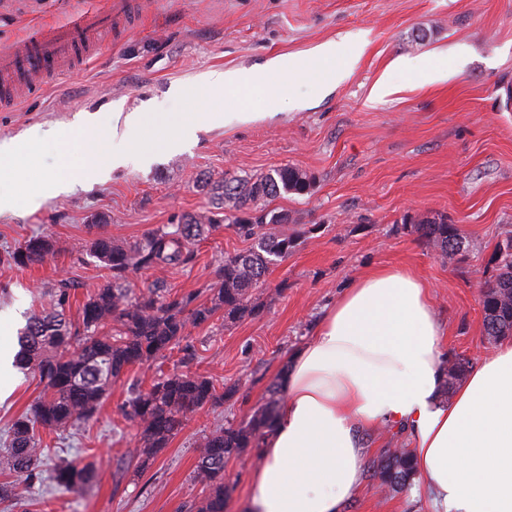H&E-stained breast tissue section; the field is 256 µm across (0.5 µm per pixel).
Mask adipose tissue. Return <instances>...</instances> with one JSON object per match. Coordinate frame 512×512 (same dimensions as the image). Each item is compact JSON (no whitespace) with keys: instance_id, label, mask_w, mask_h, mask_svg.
<instances>
[{"instance_id":"1","label":"adipose tissue","mask_w":512,"mask_h":512,"mask_svg":"<svg viewBox=\"0 0 512 512\" xmlns=\"http://www.w3.org/2000/svg\"><path fill=\"white\" fill-rule=\"evenodd\" d=\"M272 71L307 74L311 65L283 55L267 68L209 72L203 83L257 94L272 109L284 95L268 83ZM258 118L207 101L174 121L113 111L108 148L87 154L80 178L104 180L145 164L157 148H189L201 130ZM442 336L428 287L410 272L380 267L345 288L290 358L284 401L252 476L255 512H341L361 484V434L385 424L409 435L442 512H512V344L484 359L441 404Z\"/></svg>"}]
</instances>
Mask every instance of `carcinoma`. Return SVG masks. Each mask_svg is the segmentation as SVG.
<instances>
[{"instance_id":"carcinoma-1","label":"carcinoma","mask_w":512,"mask_h":512,"mask_svg":"<svg viewBox=\"0 0 512 512\" xmlns=\"http://www.w3.org/2000/svg\"><path fill=\"white\" fill-rule=\"evenodd\" d=\"M313 186L312 175L290 165L258 175L226 173L211 183L209 210L159 227L142 242L94 238L90 251L111 272V280L87 298L75 320L69 315L70 282L60 281L50 289L49 306L32 311L18 333L15 366L37 377L42 389L29 411L12 423L0 470L18 481L42 480L46 449L37 438L38 429L56 431L92 417L114 382L134 366L151 365L168 350H178L183 363H190L196 355L188 340L190 328L209 323L217 313L241 320L262 312L265 305L256 294L257 286L270 266L288 257L294 247V240L277 230L288 223V213L268 208L266 201L283 194L305 195ZM225 226L253 240V245L224 258L219 281L207 289L206 300L199 301L198 292L173 293L162 282L138 293L130 288V272L187 265L195 258L194 242ZM403 230L450 261L463 246L461 228L443 216L407 220ZM54 251L50 238L34 236L8 254L6 262L41 264ZM493 261L496 274L486 283L482 308L485 337L496 341L512 336L511 231L497 244ZM467 365L463 358L448 362L441 389L444 399L462 381ZM232 392L230 387L218 394L213 378L190 369L168 374L147 389L131 387L128 415L140 428L136 456L141 464H149L167 448L189 417ZM282 400L278 377L247 420L238 424L226 420L202 437L192 479L202 485L205 495L185 503L181 512H225L231 486L224 464L247 454L260 457ZM416 475L414 451L404 446L385 449L372 472L386 492L410 487ZM91 478L90 465L78 459L57 466L52 474L55 484L64 488Z\"/></svg>"}]
</instances>
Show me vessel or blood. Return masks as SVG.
Instances as JSON below:
<instances>
[{"mask_svg":"<svg viewBox=\"0 0 512 512\" xmlns=\"http://www.w3.org/2000/svg\"><path fill=\"white\" fill-rule=\"evenodd\" d=\"M131 0H107L104 8L81 14L64 26L36 29L10 50L0 53V110L13 109L18 94L11 82L17 74L35 79L83 59L101 28L127 24Z\"/></svg>","mask_w":512,"mask_h":512,"instance_id":"1","label":"vessel or blood"}]
</instances>
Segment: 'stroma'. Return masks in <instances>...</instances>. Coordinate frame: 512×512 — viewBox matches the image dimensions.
<instances>
[{
	"mask_svg": "<svg viewBox=\"0 0 512 512\" xmlns=\"http://www.w3.org/2000/svg\"><path fill=\"white\" fill-rule=\"evenodd\" d=\"M104 3L0 0V51L32 26L62 24ZM135 15L121 35L103 32L83 63L31 85L13 110L0 111V140L21 145L36 128L66 129L89 113L105 121L115 107L191 112L194 104L180 92L206 73L262 66L280 55L313 61L316 73L338 78L320 84L270 73L271 84L286 88L275 118L201 131L190 149L158 151L149 166L114 171L104 182L77 180L98 137L80 132L40 148L9 191H27L31 182L55 175L76 183L38 209L0 214V257L32 236L56 243L40 265L0 260V312H14L0 321L1 350L15 352L27 313L47 305L59 280L74 286L73 316L109 280V270L89 252L96 235L139 241L181 215L206 210L208 181L227 172L253 175L290 164L311 173L315 186L269 203L288 212L283 230L295 246L259 289L263 314L235 322L219 314L190 331L191 370L232 388V396L193 415L137 474L127 469L138 432L123 412L128 388L149 387L178 367L179 355L171 351L152 368H131L93 418L39 432L43 447L91 463L95 480L76 491L49 481L26 486L23 504L0 503V512H180L201 491L191 479L201 437L225 419H246L292 352L311 339L324 309L375 267L402 268L430 285L446 359L464 357L473 369L496 349L483 335L481 295L494 273L495 247L512 231V0H137ZM328 42L336 45L335 57L318 60V48ZM411 58L447 67L448 74L423 82L402 68ZM381 79L393 87L384 97L374 92ZM439 215L466 237L452 261L399 230L404 217ZM250 247L226 228L196 243L192 264L137 271L131 286L139 291L161 279L181 293L206 288L216 283L225 256ZM39 391L37 379L17 369L0 384L1 439ZM258 465L251 455L227 463L234 484L227 512H248ZM436 509L424 475L396 494L380 492L366 475L343 512Z\"/></svg>",
	"mask_w": 512,
	"mask_h": 512,
	"instance_id": "stroma-1",
	"label": "stroma"
}]
</instances>
